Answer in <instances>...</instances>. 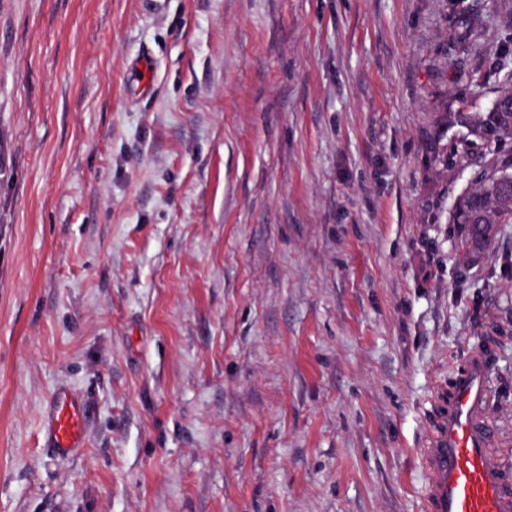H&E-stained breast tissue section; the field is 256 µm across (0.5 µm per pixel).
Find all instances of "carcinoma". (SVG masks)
Returning a JSON list of instances; mask_svg holds the SVG:
<instances>
[{"label": "carcinoma", "instance_id": "cac0c4a2", "mask_svg": "<svg viewBox=\"0 0 512 512\" xmlns=\"http://www.w3.org/2000/svg\"><path fill=\"white\" fill-rule=\"evenodd\" d=\"M472 134L483 141L512 138V90L505 91L488 119ZM476 191L462 196L453 223L467 230V242L474 251L485 250L492 241L496 221H512V154L497 153L480 169Z\"/></svg>", "mask_w": 512, "mask_h": 512}]
</instances>
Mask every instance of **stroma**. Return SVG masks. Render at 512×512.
I'll use <instances>...</instances> for the list:
<instances>
[{
  "instance_id": "obj_1",
  "label": "stroma",
  "mask_w": 512,
  "mask_h": 512,
  "mask_svg": "<svg viewBox=\"0 0 512 512\" xmlns=\"http://www.w3.org/2000/svg\"><path fill=\"white\" fill-rule=\"evenodd\" d=\"M510 88L512 0H0V512H422L484 348L512 468ZM472 135L483 141H504L512 138V90L505 91L488 119L476 126ZM477 184L458 200L453 223L466 228L469 247L481 252L492 241L496 219L512 221V154H493L478 172ZM86 411L79 398L64 390L57 392L49 403V420L44 433L48 446L61 456L78 448L83 439Z\"/></svg>"
}]
</instances>
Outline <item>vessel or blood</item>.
<instances>
[{"label": "vessel or blood", "mask_w": 512, "mask_h": 512, "mask_svg": "<svg viewBox=\"0 0 512 512\" xmlns=\"http://www.w3.org/2000/svg\"><path fill=\"white\" fill-rule=\"evenodd\" d=\"M488 361L471 355L449 394L439 396V419L422 451L427 473L423 512H512V485L492 456L495 430L485 411L491 397ZM84 403L67 391L49 403L45 439L59 455L80 446Z\"/></svg>", "instance_id": "obj_1"}]
</instances>
